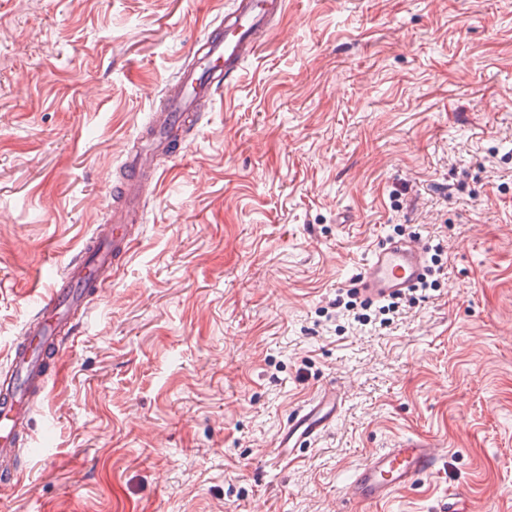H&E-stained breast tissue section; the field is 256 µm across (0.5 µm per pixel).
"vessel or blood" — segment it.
I'll return each mask as SVG.
<instances>
[{
	"label": "vessel or blood",
	"mask_w": 512,
	"mask_h": 512,
	"mask_svg": "<svg viewBox=\"0 0 512 512\" xmlns=\"http://www.w3.org/2000/svg\"><path fill=\"white\" fill-rule=\"evenodd\" d=\"M284 0H233L224 31L208 36L196 51L195 62L180 68L166 87L167 105L149 122L157 146L179 140L185 113L212 100L220 78L236 72L257 54L260 37L281 16ZM127 177L117 193L108 223L97 225L65 268L52 274L35 313L10 344L7 372L0 377V488L17 486L32 454L44 453L46 434L29 433V421L45 398L50 380L78 330L75 314L89 293L103 292L135 243L125 228L143 200L152 178L148 157L127 162ZM426 268L424 253L411 240L389 242L376 249L358 284L374 299L413 285ZM341 404L338 390L321 393L307 409L291 419L279 438L282 452L301 447L335 422ZM438 468L435 449L407 440L376 451L351 472L345 492L358 503H379L411 486Z\"/></svg>",
	"instance_id": "1"
}]
</instances>
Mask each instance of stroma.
Wrapping results in <instances>:
<instances>
[{
  "mask_svg": "<svg viewBox=\"0 0 512 512\" xmlns=\"http://www.w3.org/2000/svg\"><path fill=\"white\" fill-rule=\"evenodd\" d=\"M232 0H0V373L163 89ZM133 251L31 420L0 512H346L371 451L430 477L355 512H512V0H286L154 159ZM386 239L413 303L341 300ZM336 421L279 456L324 388Z\"/></svg>",
  "mask_w": 512,
  "mask_h": 512,
  "instance_id": "35a3bbf8",
  "label": "stroma"
}]
</instances>
